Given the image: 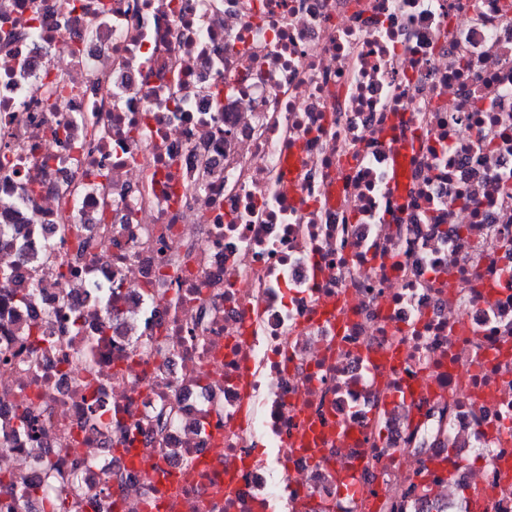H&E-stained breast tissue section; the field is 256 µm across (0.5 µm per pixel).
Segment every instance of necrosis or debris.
<instances>
[{
    "instance_id": "necrosis-or-debris-1",
    "label": "necrosis or debris",
    "mask_w": 512,
    "mask_h": 512,
    "mask_svg": "<svg viewBox=\"0 0 512 512\" xmlns=\"http://www.w3.org/2000/svg\"><path fill=\"white\" fill-rule=\"evenodd\" d=\"M503 4L0 0V127L23 157L0 165V224L41 227L0 237V266L41 286L21 308L0 292V344L56 342L0 361L18 472L77 474L80 512L106 470L114 512H469L452 475L512 512ZM94 397L124 417L111 436Z\"/></svg>"
}]
</instances>
